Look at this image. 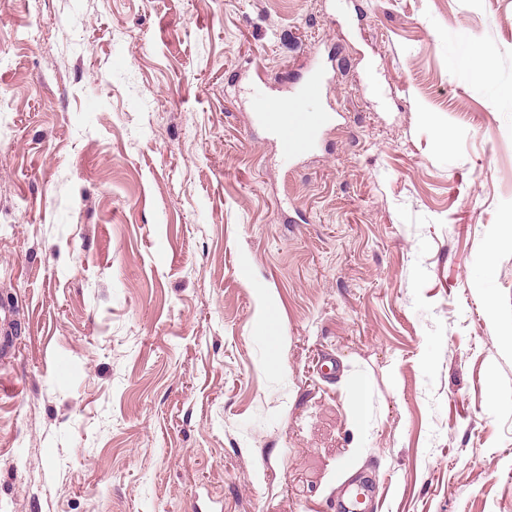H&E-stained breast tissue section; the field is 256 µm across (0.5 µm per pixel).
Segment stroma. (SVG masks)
Here are the masks:
<instances>
[{
  "instance_id": "obj_1",
  "label": "stroma",
  "mask_w": 512,
  "mask_h": 512,
  "mask_svg": "<svg viewBox=\"0 0 512 512\" xmlns=\"http://www.w3.org/2000/svg\"><path fill=\"white\" fill-rule=\"evenodd\" d=\"M511 89L512 0H0V512H512ZM297 115V124L293 125L287 120L281 121L283 131L289 137H298L301 129L303 140L298 141L284 136L281 140V150L288 159H295L304 154L311 146L312 138L316 131L336 122L337 117L344 115L337 109H330L323 112H305L302 108L294 110L293 115Z\"/></svg>"
}]
</instances>
